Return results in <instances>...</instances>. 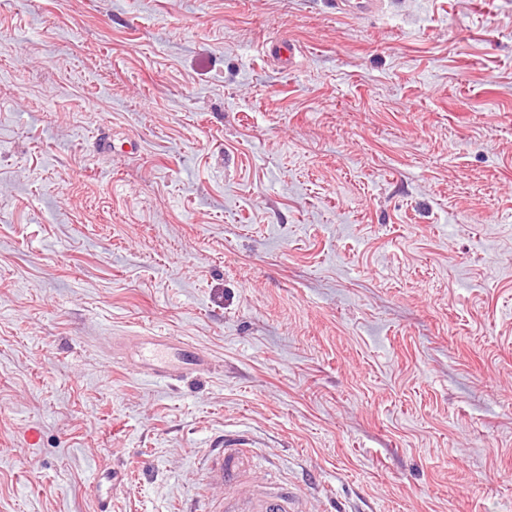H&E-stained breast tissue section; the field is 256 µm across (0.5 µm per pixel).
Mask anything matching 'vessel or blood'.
<instances>
[{"instance_id": "b4317fda", "label": "vessel or blood", "mask_w": 512, "mask_h": 512, "mask_svg": "<svg viewBox=\"0 0 512 512\" xmlns=\"http://www.w3.org/2000/svg\"><path fill=\"white\" fill-rule=\"evenodd\" d=\"M127 363L143 369L152 379L170 383L186 373H205L212 366L210 355L203 349L175 336L147 333L140 336ZM213 444L221 448L215 478L223 484L225 512H305L302 497L288 488L276 492L251 488L250 479L260 465L250 437L240 433H224Z\"/></svg>"}]
</instances>
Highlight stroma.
Instances as JSON below:
<instances>
[{"instance_id": "35a3bbf8", "label": "stroma", "mask_w": 512, "mask_h": 512, "mask_svg": "<svg viewBox=\"0 0 512 512\" xmlns=\"http://www.w3.org/2000/svg\"><path fill=\"white\" fill-rule=\"evenodd\" d=\"M227 430L307 512H512V0H0V512H205ZM137 339L126 362L143 369L156 381L170 383L187 372L201 374L211 369L212 359L206 351L176 336L147 333Z\"/></svg>"}]
</instances>
